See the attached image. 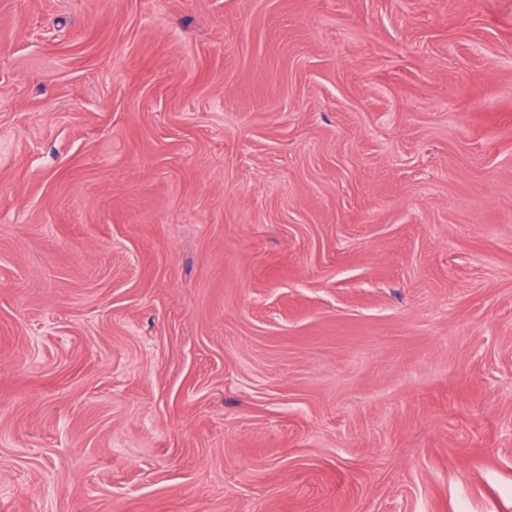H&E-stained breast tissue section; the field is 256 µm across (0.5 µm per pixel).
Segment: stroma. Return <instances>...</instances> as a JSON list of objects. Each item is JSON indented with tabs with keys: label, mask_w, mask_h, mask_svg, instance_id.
Wrapping results in <instances>:
<instances>
[{
	"label": "stroma",
	"mask_w": 512,
	"mask_h": 512,
	"mask_svg": "<svg viewBox=\"0 0 512 512\" xmlns=\"http://www.w3.org/2000/svg\"><path fill=\"white\" fill-rule=\"evenodd\" d=\"M0 512H512V0H0Z\"/></svg>",
	"instance_id": "stroma-1"
}]
</instances>
